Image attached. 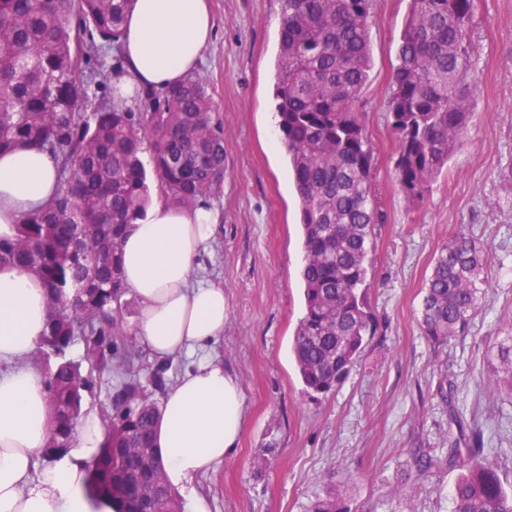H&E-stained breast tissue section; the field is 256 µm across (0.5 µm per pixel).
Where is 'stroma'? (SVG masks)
Here are the masks:
<instances>
[{
    "mask_svg": "<svg viewBox=\"0 0 512 512\" xmlns=\"http://www.w3.org/2000/svg\"><path fill=\"white\" fill-rule=\"evenodd\" d=\"M209 3L214 38L195 76L224 126V178L207 198L222 222L196 273L224 287V332L209 351L243 388L245 424L228 460L196 489L211 512H312L328 490L352 512H452L459 471L443 460L471 427L483 429L490 460L512 484V393L483 384L494 342L512 326V0H474L468 132L420 203L395 181L388 114L409 0H373L372 65L356 109L385 214L367 291L378 331L343 385L320 400L304 392L291 351L304 312L303 248L275 112L281 0ZM459 233L489 253L487 293L467 332L438 345L421 332L422 291ZM424 454L436 465L421 468Z\"/></svg>",
    "mask_w": 512,
    "mask_h": 512,
    "instance_id": "stroma-1",
    "label": "stroma"
}]
</instances>
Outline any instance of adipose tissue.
I'll return each instance as SVG.
<instances>
[{
  "label": "adipose tissue",
  "instance_id": "obj_1",
  "mask_svg": "<svg viewBox=\"0 0 512 512\" xmlns=\"http://www.w3.org/2000/svg\"><path fill=\"white\" fill-rule=\"evenodd\" d=\"M214 37L207 0H135L121 38L123 72L113 80L125 104L137 87L182 82ZM59 190L57 164L46 150L22 145L0 154V236L44 208ZM220 215L157 201L123 239V281L139 305L135 334L160 361L199 358L166 391L154 443L168 485L186 492V512H210L194 481L233 453L245 424L238 380L206 349L224 332V288L196 278L197 258ZM50 311L41 280L0 267V512H113L110 497L88 495L87 467L100 451L105 424L83 412L72 448L37 466L49 440L51 408L33 355Z\"/></svg>",
  "mask_w": 512,
  "mask_h": 512
}]
</instances>
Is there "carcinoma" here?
<instances>
[{
    "label": "carcinoma",
    "instance_id": "obj_1",
    "mask_svg": "<svg viewBox=\"0 0 512 512\" xmlns=\"http://www.w3.org/2000/svg\"><path fill=\"white\" fill-rule=\"evenodd\" d=\"M274 88L278 127L300 200L304 314L292 353L311 397L336 392L350 374L376 317L366 299L375 226L373 147L355 111L371 68L372 0H281ZM133 0H0V152L35 144L54 155L61 189L0 236V265L35 274L50 294L39 352L52 406L44 457L71 447L93 374L120 378L101 416L108 432L88 483L112 496L116 512H182L154 448L159 405L133 374L138 352L122 343L126 294L122 238L151 200L142 154L165 201L194 206L224 174V129L207 87L189 77L137 92L136 109L114 103L110 67L97 66L119 44ZM474 0H410L389 101L398 140L396 180L421 201L463 144L474 87L467 78ZM110 98L83 111L87 73ZM486 252L456 235L435 258L423 288L420 325L444 344L467 330L485 297ZM83 362L69 358L75 341ZM489 384L512 387V336L494 345ZM89 369H84L83 365ZM466 472L452 490V512H512V488L489 460L483 432L463 435ZM313 512H352L329 491Z\"/></svg>",
    "mask_w": 512,
    "mask_h": 512
}]
</instances>
